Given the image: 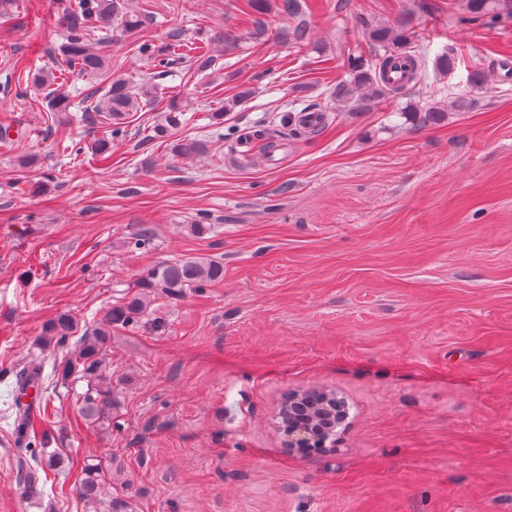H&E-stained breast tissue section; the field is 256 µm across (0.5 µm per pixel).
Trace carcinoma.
I'll list each match as a JSON object with an SVG mask.
<instances>
[{
  "label": "carcinoma",
  "mask_w": 512,
  "mask_h": 512,
  "mask_svg": "<svg viewBox=\"0 0 512 512\" xmlns=\"http://www.w3.org/2000/svg\"><path fill=\"white\" fill-rule=\"evenodd\" d=\"M509 0H467V21L489 20L494 23L501 18V11L509 9ZM66 33L60 47L62 65L68 71L93 73L104 83L103 93L96 98L88 111L96 113L99 122L107 125L106 135L92 144V151L102 161L112 156V139L123 133L122 121L133 112H140L154 100V87L150 84L132 85L124 78L112 77L110 59L89 42V36L106 24L112 25L120 35L129 37L143 25L142 13L135 10L132 0H61L56 19ZM369 58L354 53L348 56V68L352 80L336 86V100L358 104L372 103L388 94H398L404 85H391L386 75L399 69L397 59L406 56L412 62L409 83H419L425 78V70L418 57L408 50L400 31L395 27H373L369 30ZM138 52L157 61L158 76L167 74L170 61L165 52L152 45L142 43ZM468 85L474 91L486 89L489 73L482 59L468 60ZM59 76L53 69L41 70L34 78V85L50 89L48 107L52 112H68L72 101L68 92L57 85ZM409 122L426 126L437 124L445 118L441 107H412L402 112ZM224 278V263L209 257L187 256L181 259L161 261L149 268L127 292L113 303L104 314L92 335L82 340L78 349L62 367V377L77 375L87 382L81 413L84 419L101 425L112 420L115 394L112 377L106 373V344L112 329L126 327L144 317L154 302L160 298L177 299L189 290H199ZM77 332L73 318L62 313L46 321L37 339V345L46 349L55 344L62 346ZM42 362L32 360L22 366L17 374L18 393L15 399V425L18 437L26 439L35 433V417L46 410L48 404L22 402L29 389L41 388ZM56 465L53 453L46 455L44 462L27 471L25 486L29 492L38 489L42 473ZM109 473L102 463L91 461L84 465L77 494L86 503L87 512H136L130 496L123 492L108 490Z\"/></svg>",
  "instance_id": "obj_1"
}]
</instances>
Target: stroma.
Listing matches in <instances>:
<instances>
[{
	"label": "stroma",
	"mask_w": 512,
	"mask_h": 512,
	"mask_svg": "<svg viewBox=\"0 0 512 512\" xmlns=\"http://www.w3.org/2000/svg\"><path fill=\"white\" fill-rule=\"evenodd\" d=\"M138 2L134 38L105 27L93 43L113 75L155 81L156 101L103 162V125L49 112L32 84L59 59L57 0H0V122L24 129L0 143V512H84L89 459L111 464L138 512H512V18L464 22L465 0H302L296 17L247 19L243 0ZM388 24L427 81L337 106L349 54ZM200 40L216 66L178 58L159 77L136 54ZM451 46L492 85L412 126L406 105L469 90L465 67L435 69ZM173 99L186 121L157 136ZM304 111L326 119L294 135ZM255 130L279 140L278 163L240 157ZM186 138L204 152L175 156ZM186 255L221 260L223 280L113 329L119 405L110 425L85 421L86 381L56 373L67 348H33L43 322L67 313L91 332L147 268ZM34 353L50 408L27 445L12 401ZM309 388L342 397L348 425L290 453L277 404ZM44 447L60 463L21 496Z\"/></svg>",
	"instance_id": "35a3bbf8"
}]
</instances>
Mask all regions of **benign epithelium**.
I'll list each match as a JSON object with an SVG mask.
<instances>
[{
  "instance_id": "benign-epithelium-1",
  "label": "benign epithelium",
  "mask_w": 512,
  "mask_h": 512,
  "mask_svg": "<svg viewBox=\"0 0 512 512\" xmlns=\"http://www.w3.org/2000/svg\"><path fill=\"white\" fill-rule=\"evenodd\" d=\"M279 416L285 448H321L323 435L335 433L349 417L343 398L323 389L289 391L280 401Z\"/></svg>"
}]
</instances>
